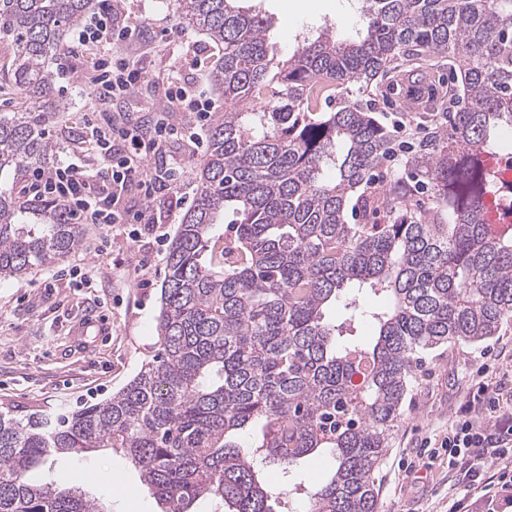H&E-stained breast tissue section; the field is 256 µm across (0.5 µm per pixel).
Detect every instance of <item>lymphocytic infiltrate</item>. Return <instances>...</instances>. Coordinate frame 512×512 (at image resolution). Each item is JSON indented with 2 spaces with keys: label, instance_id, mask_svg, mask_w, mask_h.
Returning <instances> with one entry per match:
<instances>
[{
  "label": "lymphocytic infiltrate",
  "instance_id": "lymphocytic-infiltrate-1",
  "mask_svg": "<svg viewBox=\"0 0 512 512\" xmlns=\"http://www.w3.org/2000/svg\"><path fill=\"white\" fill-rule=\"evenodd\" d=\"M134 34L131 26L111 11L77 33L79 45L124 42ZM142 72L120 56H101L93 65L91 94L98 106L91 125L97 148L108 158L107 167L95 170L69 162L34 177L38 194L56 199L82 224H124L129 211L122 197L137 185L147 205L137 221L153 218L151 207L158 193L174 190L180 173L177 163L148 166V158L165 154L172 132L167 113H194V124L183 127L185 141L196 142L198 130L209 119L213 105L204 92L188 94L179 74L162 85L164 113L153 126H133L113 112V100L138 90ZM440 447L449 464L459 468L467 487L477 491L485 512H512V407H504L499 389L474 374Z\"/></svg>",
  "mask_w": 512,
  "mask_h": 512
}]
</instances>
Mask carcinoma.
<instances>
[{
	"instance_id": "carcinoma-1",
	"label": "carcinoma",
	"mask_w": 512,
	"mask_h": 512,
	"mask_svg": "<svg viewBox=\"0 0 512 512\" xmlns=\"http://www.w3.org/2000/svg\"><path fill=\"white\" fill-rule=\"evenodd\" d=\"M360 28L327 27L283 62L240 0H176L222 47L212 81L242 108L212 124L196 196L166 255L160 352L111 397L54 420L0 414V512H106L78 487L32 484L58 455L121 450L161 512H272L257 463L326 450L311 512H377L375 473L424 355L512 325V0H357ZM94 0H0V68L23 101L0 113V280L80 246L82 225L17 185L50 167L45 128L69 32ZM461 85L435 94L423 137L399 140L354 90L388 91L421 55ZM336 101L330 112L324 100ZM393 163L382 184L373 172ZM236 219L220 234L225 213ZM369 294L375 305L360 303ZM344 319L327 320L331 306ZM369 323L371 339L354 338ZM260 429L245 452L244 432Z\"/></svg>"
}]
</instances>
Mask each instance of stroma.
<instances>
[{"mask_svg":"<svg viewBox=\"0 0 512 512\" xmlns=\"http://www.w3.org/2000/svg\"><path fill=\"white\" fill-rule=\"evenodd\" d=\"M120 12L135 28L133 39L101 44L93 52L66 56L54 65L53 99L62 113L51 135L57 143L56 162L67 161L88 137L84 117L95 109L87 87L97 56H130L144 83L114 108L130 123L151 117L162 99L156 83L171 71L187 77L189 89L210 87L209 73L220 55L205 35L183 29L170 0H117ZM271 17L267 42L276 59L285 60L303 36H316L327 24L337 25L353 11L351 0H258ZM69 80H62V72ZM169 151L183 159L184 174L177 195H162L158 211L183 216L196 188V167L206 147L192 148L169 141ZM176 224H88L79 249L61 261L20 280L0 281V412L24 418L30 414L69 411L104 400L118 391L158 353L155 332L165 255ZM107 315L110 336L84 344L70 335L72 326L88 315ZM512 356V327L479 344L442 348L427 358L402 407L401 419L377 475L378 512H446L458 495L462 476L447 457L428 461L426 441L440 442L473 372L484 358ZM334 469L331 455L303 458L289 472L265 467L272 512H308L307 494ZM34 480L61 488L83 490L109 512H160L141 484L139 474L122 451L100 448L84 457L56 456L31 473Z\"/></svg>","mask_w":512,"mask_h":512,"instance_id":"35a3bbf8","label":"stroma"}]
</instances>
